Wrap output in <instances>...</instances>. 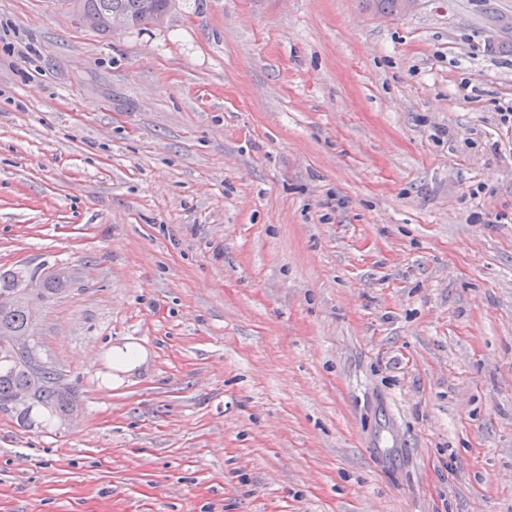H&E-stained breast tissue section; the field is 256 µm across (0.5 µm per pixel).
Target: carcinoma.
Instances as JSON below:
<instances>
[{
  "instance_id": "1",
  "label": "carcinoma",
  "mask_w": 512,
  "mask_h": 512,
  "mask_svg": "<svg viewBox=\"0 0 512 512\" xmlns=\"http://www.w3.org/2000/svg\"><path fill=\"white\" fill-rule=\"evenodd\" d=\"M367 7L390 16L399 13V0H365ZM69 4L80 14L82 21L93 31L110 36L112 32L100 27L103 16L112 15L124 21L123 29H136L146 26L155 27L159 19L172 9L175 0H152L149 9H143L144 0H69ZM30 279H38L40 288L36 294L44 299L58 294L73 283L71 268L57 264L49 270L34 271L28 274ZM26 291V283L16 273H0V296L20 294ZM32 315L24 305H15L9 309L0 308V338L6 336H25L31 334ZM23 389L30 395L29 404L17 408L14 404L15 393ZM79 400L75 392L67 386L61 374L52 365L40 369L28 367L20 360L0 357V411L12 413L22 422L32 421L35 411L51 406V417L64 418Z\"/></svg>"
}]
</instances>
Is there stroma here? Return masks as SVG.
Returning <instances> with one entry per match:
<instances>
[{
	"instance_id": "1",
	"label": "stroma",
	"mask_w": 512,
	"mask_h": 512,
	"mask_svg": "<svg viewBox=\"0 0 512 512\" xmlns=\"http://www.w3.org/2000/svg\"><path fill=\"white\" fill-rule=\"evenodd\" d=\"M512 0H0V272L72 420L0 512H512ZM140 350L123 371L115 347ZM80 14L82 21L90 29L103 36H111L117 32L106 31L100 27L103 18V25L112 29L123 25L119 17L124 21L122 31L142 28L146 26L156 27L159 19L172 9L175 0H152L148 10H144V0H71L67 1ZM113 17V18H112ZM367 7L371 11H379L387 15H406L410 13L419 2L418 0H401L399 9V0H365ZM46 270H49V273L45 274ZM26 275L29 279L38 277L40 288L36 285L33 288H37L36 294L40 299L51 297L63 291L64 288H69L74 280L71 276V268L64 264H57L40 271L36 270Z\"/></svg>"
}]
</instances>
